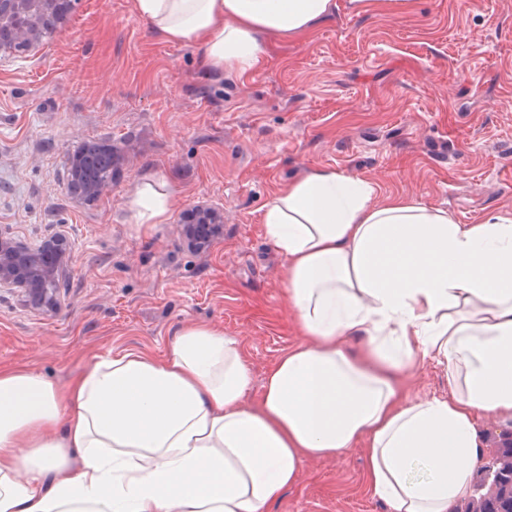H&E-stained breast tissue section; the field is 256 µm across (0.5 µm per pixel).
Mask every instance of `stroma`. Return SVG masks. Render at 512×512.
<instances>
[{"label": "stroma", "instance_id": "obj_1", "mask_svg": "<svg viewBox=\"0 0 512 512\" xmlns=\"http://www.w3.org/2000/svg\"><path fill=\"white\" fill-rule=\"evenodd\" d=\"M307 33H266L253 74L206 76L197 49L147 34L130 0H76L40 53L0 50V235L64 238L71 265L53 313L0 288V368L65 385L94 360L164 356L188 323L241 340L252 374L300 336L259 208L318 168L369 179L380 196L446 209L460 224L512 217V0H335ZM112 150L107 189L69 190L70 157ZM163 174L172 215L135 223L128 201ZM224 211V234L189 249L181 218ZM407 398L448 393L444 368L405 380ZM353 448L303 459L268 512H387Z\"/></svg>", "mask_w": 512, "mask_h": 512}]
</instances>
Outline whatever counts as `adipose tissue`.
<instances>
[{
    "label": "adipose tissue",
    "instance_id": "adipose-tissue-1",
    "mask_svg": "<svg viewBox=\"0 0 512 512\" xmlns=\"http://www.w3.org/2000/svg\"><path fill=\"white\" fill-rule=\"evenodd\" d=\"M151 35L244 74L265 33L297 35L335 0H132ZM163 224L162 176L129 200ZM302 336L252 374L240 340L181 327L167 354L94 361L67 387L0 371V512H266L305 458L365 448L388 512H448L472 492L478 418L512 417V219L459 224L369 180L316 169L260 208ZM444 397L403 398L422 362Z\"/></svg>",
    "mask_w": 512,
    "mask_h": 512
}]
</instances>
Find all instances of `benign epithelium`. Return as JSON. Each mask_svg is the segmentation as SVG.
I'll list each match as a JSON object with an SVG mask.
<instances>
[{"mask_svg":"<svg viewBox=\"0 0 512 512\" xmlns=\"http://www.w3.org/2000/svg\"><path fill=\"white\" fill-rule=\"evenodd\" d=\"M73 0H0V35L23 56L42 44L45 31L57 30L71 13ZM207 224L212 235L224 234V210L197 205L185 217L183 236L193 250H201L209 240L194 231ZM70 263L65 242L55 238L33 253L8 238L0 237V286L14 288L23 301L36 310L54 312L63 300L49 284L59 280Z\"/></svg>","mask_w":512,"mask_h":512,"instance_id":"obj_1","label":"benign epithelium"}]
</instances>
